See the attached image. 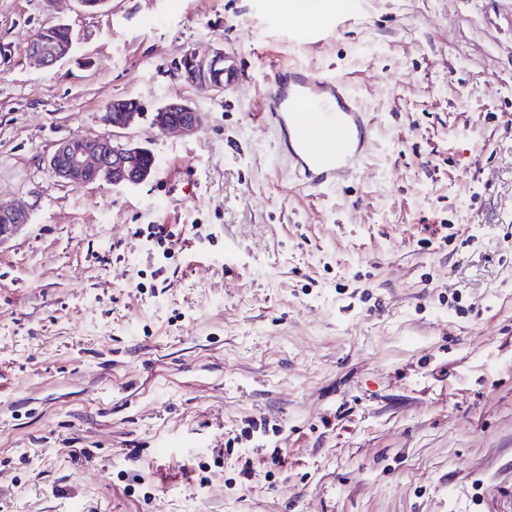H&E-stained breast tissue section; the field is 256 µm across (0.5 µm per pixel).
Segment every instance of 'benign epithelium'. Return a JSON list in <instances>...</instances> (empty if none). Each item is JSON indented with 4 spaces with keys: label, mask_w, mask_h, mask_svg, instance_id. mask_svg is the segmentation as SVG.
I'll return each mask as SVG.
<instances>
[{
    "label": "benign epithelium",
    "mask_w": 512,
    "mask_h": 512,
    "mask_svg": "<svg viewBox=\"0 0 512 512\" xmlns=\"http://www.w3.org/2000/svg\"><path fill=\"white\" fill-rule=\"evenodd\" d=\"M66 46L42 45L29 47V57L42 67H51L67 57ZM236 69L224 52L217 50L211 57L189 53L178 67V75L191 84H209L223 89L234 81ZM143 117L139 102L130 98H114L108 105L103 124L112 133L68 139L58 145L48 165L57 181L73 185L75 177L91 173L97 181L114 187L138 186L152 175L153 152L131 141L117 140L120 131L130 128ZM201 118L189 104L169 102L153 114L152 123L166 131L191 133ZM30 222L27 209L18 206H0V245L12 238Z\"/></svg>",
    "instance_id": "1"
}]
</instances>
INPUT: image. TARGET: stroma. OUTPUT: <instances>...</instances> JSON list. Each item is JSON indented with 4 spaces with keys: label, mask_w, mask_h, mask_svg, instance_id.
<instances>
[{
    "label": "stroma",
    "mask_w": 512,
    "mask_h": 512,
    "mask_svg": "<svg viewBox=\"0 0 512 512\" xmlns=\"http://www.w3.org/2000/svg\"><path fill=\"white\" fill-rule=\"evenodd\" d=\"M284 2L0 0V205L31 213L0 244V512H512V0H365L318 43ZM219 49L231 88L177 77ZM284 64L373 120L321 198L262 121ZM118 97L155 172L57 182ZM170 101L196 133L153 126ZM37 36L39 39L56 40L67 44L70 43L71 45L69 52V46H52L45 44L42 46L32 47L31 45L35 42L31 41L28 49L29 57L42 67L54 66L65 59L68 53L70 54L74 48V35L70 28L65 24L58 23L45 27L37 33Z\"/></svg>",
    "instance_id": "35a3bbf8"
}]
</instances>
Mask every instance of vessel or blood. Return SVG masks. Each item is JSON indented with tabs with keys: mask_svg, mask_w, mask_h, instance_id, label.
I'll list each match as a JSON object with an SVG mask.
<instances>
[{
	"mask_svg": "<svg viewBox=\"0 0 512 512\" xmlns=\"http://www.w3.org/2000/svg\"><path fill=\"white\" fill-rule=\"evenodd\" d=\"M265 100L264 120L305 189L324 196L360 168L373 128L348 77L298 65L275 68Z\"/></svg>",
	"mask_w": 512,
	"mask_h": 512,
	"instance_id": "1",
	"label": "vessel or blood"
}]
</instances>
